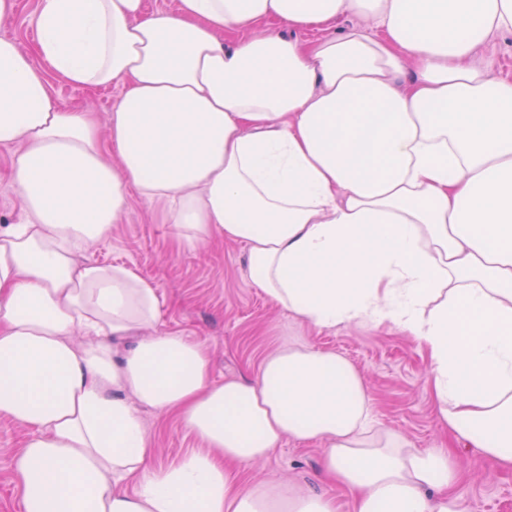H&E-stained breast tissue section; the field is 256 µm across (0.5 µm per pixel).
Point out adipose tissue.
Listing matches in <instances>:
<instances>
[{
    "instance_id": "ef3b65f1",
    "label": "adipose tissue",
    "mask_w": 512,
    "mask_h": 512,
    "mask_svg": "<svg viewBox=\"0 0 512 512\" xmlns=\"http://www.w3.org/2000/svg\"><path fill=\"white\" fill-rule=\"evenodd\" d=\"M347 15L380 35L336 28ZM36 24L43 67L0 37L24 204L0 226V413L29 432L23 512H338L331 485L351 512H454L457 449L512 469V82L475 60L512 32V0H40ZM50 72L123 88L106 129L53 102ZM132 189L170 202L185 244L247 243L254 284L295 319L424 345L450 450L375 427L363 376L330 352L212 382L198 343L156 332L152 280L82 257ZM146 408L204 449L151 467ZM285 438L320 444L324 490L238 481Z\"/></svg>"
}]
</instances>
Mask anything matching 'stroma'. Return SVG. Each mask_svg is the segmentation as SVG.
Here are the masks:
<instances>
[{
  "label": "stroma",
  "instance_id": "1",
  "mask_svg": "<svg viewBox=\"0 0 512 512\" xmlns=\"http://www.w3.org/2000/svg\"><path fill=\"white\" fill-rule=\"evenodd\" d=\"M40 0H17L13 17L0 23V37L19 41L33 52ZM52 97L62 108L94 115L106 124L123 90H88L50 78ZM16 146L0 145V225L22 222V203L13 182L11 160ZM169 206L130 192L129 202L109 236L86 256L100 263H121L153 280L162 295L158 331L175 332L198 342L210 358V376L256 377L263 359L278 348L302 344L333 351L364 377L373 398L376 427L402 432L414 447L448 446L429 385V359L418 341L387 326L351 324L320 330L294 319L257 288L250 274L249 246L211 240L181 244L169 218ZM146 428L156 448L153 465H168L201 441L170 412L150 410ZM26 430L0 415V512H22L14 488L13 458ZM321 449L288 438L263 461L243 468L252 485H317ZM464 496L460 512H512V470H501L472 448L457 451Z\"/></svg>",
  "mask_w": 512,
  "mask_h": 512
}]
</instances>
